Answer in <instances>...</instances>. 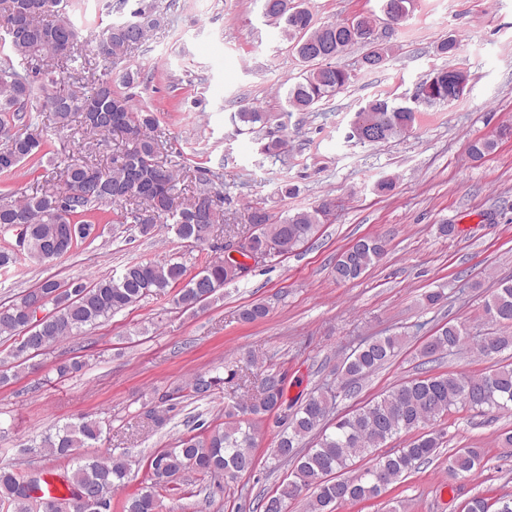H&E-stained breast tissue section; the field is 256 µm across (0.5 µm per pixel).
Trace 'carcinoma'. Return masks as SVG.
<instances>
[{
  "mask_svg": "<svg viewBox=\"0 0 512 512\" xmlns=\"http://www.w3.org/2000/svg\"><path fill=\"white\" fill-rule=\"evenodd\" d=\"M0 29L4 31L0 52V129L13 135L0 139V174H12L23 165L38 167L49 153L48 139L40 128L37 112L52 114L54 123L67 126L73 119L96 132L122 136L124 148L106 166L85 161L70 162L62 170L64 188L32 194L21 201L0 198V228L14 230L24 238V247L0 249V269L22 260L50 263L73 249L89 246L102 236L99 225L86 219L94 207L107 203L134 202L130 213L116 214L115 224L133 219L139 233L148 235L152 224L140 223L141 214L151 211L172 221L176 235L198 247L209 242L207 226L224 222V199L208 191L197 194L181 208L175 207L179 189L173 170L160 156L155 136L157 119L137 105L125 88L139 78V72L125 70L118 78H97L92 87L76 92L66 82L43 69L51 59L61 68L78 49L79 31L65 17L66 0H3ZM263 14L275 25L290 50L303 63L299 80L288 85L287 107L311 112L323 100L345 89L351 74L332 63L344 48L362 44L367 51L362 64L369 69L384 66L395 51L391 36L365 42L355 31L372 23V15L361 13L343 22L317 23L300 0H262ZM166 16L154 5L131 11L126 21L112 22L90 31L89 43L96 56L113 63L125 58L132 46L165 25ZM441 68L429 75L431 93L427 104L448 99V72ZM362 121L358 139L381 143L408 132L414 126L416 109L393 106L376 99L356 113ZM269 121L267 113L245 107L234 113L232 122L255 132L256 125ZM496 146L490 139H476L469 152L480 159ZM325 217L324 208L276 218L260 203L248 209L253 232L248 237L253 252L268 258L283 256L311 238ZM386 244L363 237L345 248L332 268L339 283L364 276L385 255ZM240 279L227 259H205L201 269L190 276L187 268L171 259L149 260L126 266L117 277L103 275L92 281L82 278H47L21 296L0 305V337L18 338L9 359H0V383L9 379L10 360L49 352L54 345L101 318L132 306L149 296L175 291L173 301L183 309L207 305L224 286ZM488 319L512 327V282H504L485 301ZM269 306L262 302L243 306L244 323L263 320ZM468 332L463 323H448L419 346V356L429 362L437 355L463 349ZM401 348L397 335L381 336L362 343L339 370L338 386L343 388L365 379L388 363ZM488 363L479 374L436 373L408 379L379 397L336 419L333 431L324 424L333 413L337 395H310L292 410L286 406L285 378L270 369L263 373L264 390L247 401L224 410L225 421L211 430L183 435L175 446L149 457L151 486L122 504V512H159L161 492L169 485L194 474L200 479L229 482L255 467L256 437L262 418H274L278 428L274 458L291 463L288 481L275 494L262 499V512H286V504L310 491L307 512H335L345 500L377 497L389 486L429 462L439 453L442 434L436 422L456 407L504 409L512 404V363L503 353L512 350V335L494 333L473 345ZM224 378L198 374L187 389L205 398ZM413 434L408 444L390 453L378 450L387 442ZM102 435L100 422L87 417L66 424L33 442L24 452L73 462L64 475L71 496L86 497L83 512H112L115 488L124 484L131 461L123 454L102 456L80 453ZM316 438L313 448L302 443ZM481 448H460L448 456V470L455 477H468L482 464ZM40 477L14 464H0V507L12 512H45L57 501L34 496Z\"/></svg>",
  "mask_w": 512,
  "mask_h": 512,
  "instance_id": "cac0c4a2",
  "label": "carcinoma"
}]
</instances>
